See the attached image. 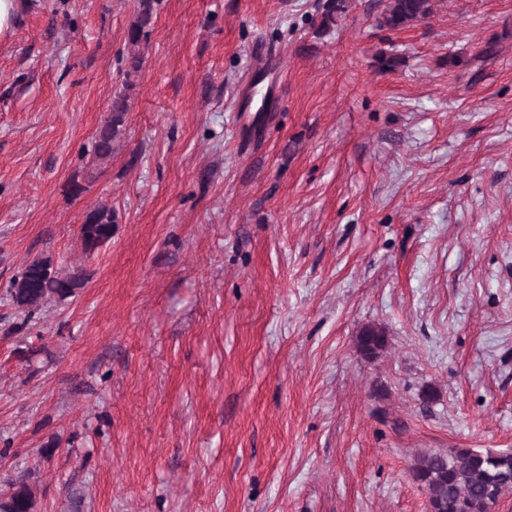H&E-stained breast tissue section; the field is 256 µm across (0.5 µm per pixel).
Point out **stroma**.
<instances>
[{"mask_svg": "<svg viewBox=\"0 0 512 512\" xmlns=\"http://www.w3.org/2000/svg\"><path fill=\"white\" fill-rule=\"evenodd\" d=\"M332 2L156 0L129 90L136 0H17L0 478L36 512H428L415 455L512 450V0L394 31ZM46 255L86 282L28 317L7 288ZM125 87L130 90L133 83L127 81ZM126 89L113 97L110 115L95 137L91 150L95 160L105 161L112 156L114 144L123 130L125 115L129 109V94ZM116 213L101 204L89 209L79 227V238L86 254H93L112 239V224H116ZM388 343L385 331L374 326H367L357 338V348L362 355L369 359H376ZM9 492L0 496V512H35V493L31 474L6 476L0 479Z\"/></svg>", "mask_w": 512, "mask_h": 512, "instance_id": "stroma-1", "label": "stroma"}]
</instances>
